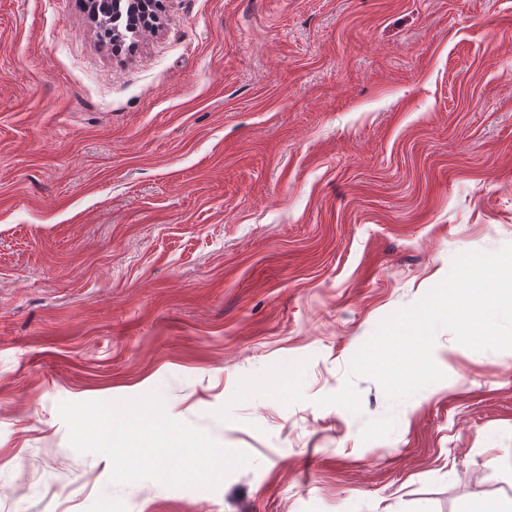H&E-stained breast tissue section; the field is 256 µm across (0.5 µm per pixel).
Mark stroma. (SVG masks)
<instances>
[{"label": "stroma", "mask_w": 512, "mask_h": 512, "mask_svg": "<svg viewBox=\"0 0 512 512\" xmlns=\"http://www.w3.org/2000/svg\"><path fill=\"white\" fill-rule=\"evenodd\" d=\"M0 0V512H480L512 350L446 329L393 405L349 362L512 244V0ZM352 381L360 413L319 406ZM161 390L253 465L110 480L58 407ZM497 459L489 467L488 459ZM95 1L97 9L105 19V23L101 26V36L105 40H112L113 43L119 41L120 36H117V29L128 32H141L145 28L152 25L153 13L151 11L154 5L159 0H142L145 1L143 8L139 9L140 14L136 23H131L130 10L128 0H90ZM154 19V18H153Z\"/></svg>", "instance_id": "obj_1"}]
</instances>
